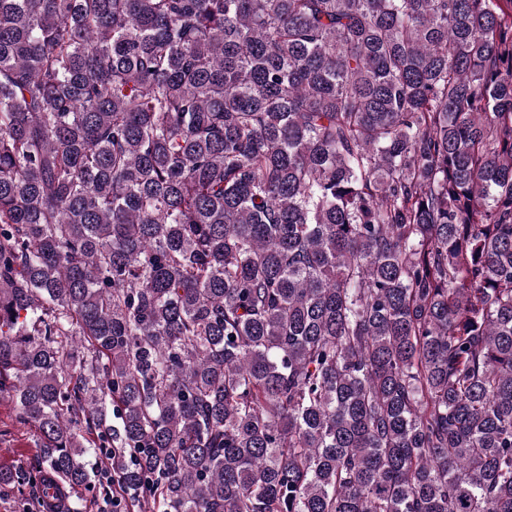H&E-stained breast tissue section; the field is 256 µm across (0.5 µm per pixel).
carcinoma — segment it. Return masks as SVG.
Instances as JSON below:
<instances>
[{"label":"carcinoma","instance_id":"1","mask_svg":"<svg viewBox=\"0 0 512 512\" xmlns=\"http://www.w3.org/2000/svg\"><path fill=\"white\" fill-rule=\"evenodd\" d=\"M3 395L0 487L512 512V0H0ZM17 415L14 401L0 397V467L31 470L37 454L36 437L34 431L17 421Z\"/></svg>","mask_w":512,"mask_h":512}]
</instances>
